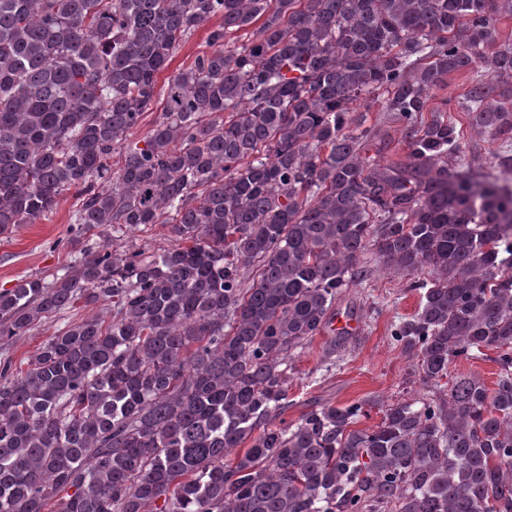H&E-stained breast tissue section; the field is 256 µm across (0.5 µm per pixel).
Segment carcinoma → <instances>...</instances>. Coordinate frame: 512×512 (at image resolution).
Returning a JSON list of instances; mask_svg holds the SVG:
<instances>
[{
	"label": "carcinoma",
	"mask_w": 512,
	"mask_h": 512,
	"mask_svg": "<svg viewBox=\"0 0 512 512\" xmlns=\"http://www.w3.org/2000/svg\"><path fill=\"white\" fill-rule=\"evenodd\" d=\"M504 16L512 0H0V236L78 195L71 265L0 291V340L59 323L27 368L0 360V512H512V158L448 176L461 132L431 103L480 69L469 129L512 141ZM375 97L406 165L363 153L351 105ZM142 224L175 244L88 237ZM369 261L422 291L391 336L432 394L371 431L364 401L275 423ZM101 303L110 322L70 320ZM485 350L493 388H442ZM215 21L199 28L195 34L187 41L181 43L174 51L168 69L159 76L158 88L163 85L166 78L178 71L180 68L188 66L194 57L203 50H207L206 34L208 29ZM112 245L111 250L123 252L131 248H141L145 245L157 250L158 248L168 247L171 244L168 224H148L140 226L135 232L120 235L119 237H108Z\"/></svg>",
	"instance_id": "carcinoma-1"
}]
</instances>
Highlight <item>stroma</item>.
Wrapping results in <instances>:
<instances>
[{
    "label": "stroma",
    "instance_id": "stroma-1",
    "mask_svg": "<svg viewBox=\"0 0 512 512\" xmlns=\"http://www.w3.org/2000/svg\"><path fill=\"white\" fill-rule=\"evenodd\" d=\"M355 109L388 140L384 151L371 148L368 156L385 164L405 161L408 148L402 128L389 120L381 103L360 101ZM77 203L75 191L63 192L48 218L0 236V289L24 277L51 275L69 262L61 242L70 235V217ZM420 301V292L406 288L403 277L378 268L363 282L344 289L330 312L332 322L326 331L293 360L284 421L294 423L303 413L327 404L363 400L369 404L368 414L357 427L371 430L382 421V402L422 395V384L409 375L408 358L390 336L392 324L412 315ZM333 342L341 344L344 359L329 370L324 351Z\"/></svg>",
    "mask_w": 512,
    "mask_h": 512
}]
</instances>
